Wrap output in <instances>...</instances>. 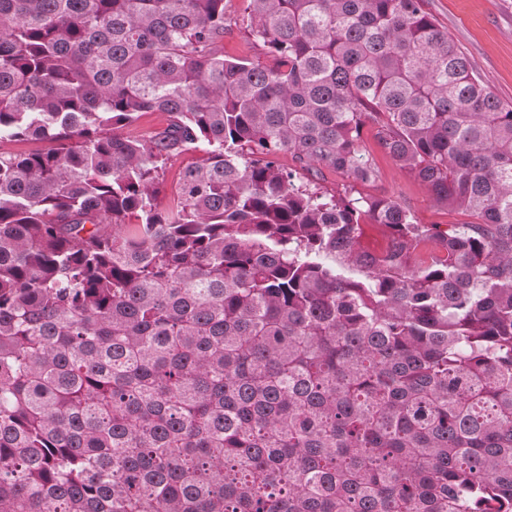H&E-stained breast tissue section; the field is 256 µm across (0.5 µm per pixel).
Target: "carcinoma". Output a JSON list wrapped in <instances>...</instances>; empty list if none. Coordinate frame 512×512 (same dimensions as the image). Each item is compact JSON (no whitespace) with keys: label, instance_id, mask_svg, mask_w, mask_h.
Returning <instances> with one entry per match:
<instances>
[{"label":"carcinoma","instance_id":"cac0c4a2","mask_svg":"<svg viewBox=\"0 0 512 512\" xmlns=\"http://www.w3.org/2000/svg\"><path fill=\"white\" fill-rule=\"evenodd\" d=\"M224 2L0 0V512H512V103L424 0ZM366 128L470 220L298 183ZM243 0H226V10L232 21V32L224 36V54L229 57L260 59L266 62L260 47L249 35L248 19L243 14ZM197 157L194 153L185 154L168 163L165 171L164 184L161 190L160 199L167 204L172 198V191L177 183L182 168ZM389 238L386 229L381 224L366 222L361 224V234L358 239V248L366 253L377 254L382 252Z\"/></svg>","mask_w":512,"mask_h":512}]
</instances>
